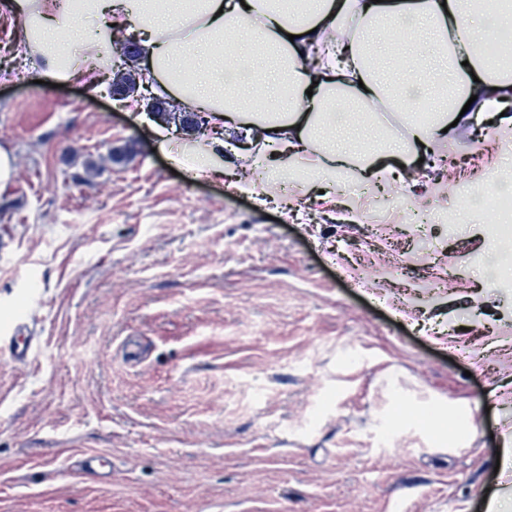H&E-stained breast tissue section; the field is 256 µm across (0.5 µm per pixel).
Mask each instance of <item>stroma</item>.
I'll return each mask as SVG.
<instances>
[{"instance_id":"stroma-1","label":"stroma","mask_w":512,"mask_h":512,"mask_svg":"<svg viewBox=\"0 0 512 512\" xmlns=\"http://www.w3.org/2000/svg\"><path fill=\"white\" fill-rule=\"evenodd\" d=\"M0 0V512H487L512 446V225L444 217L500 166L425 162L284 211L174 174L107 95L36 89ZM440 221L413 224L415 210ZM28 358L11 359L14 333ZM85 344L92 362L74 357ZM94 456L93 469L81 465Z\"/></svg>"}]
</instances>
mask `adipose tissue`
Instances as JSON below:
<instances>
[{"label": "adipose tissue", "mask_w": 512, "mask_h": 512, "mask_svg": "<svg viewBox=\"0 0 512 512\" xmlns=\"http://www.w3.org/2000/svg\"><path fill=\"white\" fill-rule=\"evenodd\" d=\"M474 2L316 0L302 12L281 0H12L11 11L39 80L97 93L113 41L140 31L154 96L242 133L258 155L273 153L274 173L302 167L323 182L339 169L382 178L384 156L408 157L442 138L466 106L493 130L512 127V72L488 67L478 48L482 34L512 27V0L491 10ZM65 21L75 46L61 43ZM400 26L409 33L401 46L389 37ZM414 97L435 104L436 115L428 124L405 116L404 138L366 148L328 136L337 101L359 113L380 105L404 113ZM153 132L173 165L196 177L235 167L222 139L174 141L159 120Z\"/></svg>", "instance_id": "obj_1"}]
</instances>
